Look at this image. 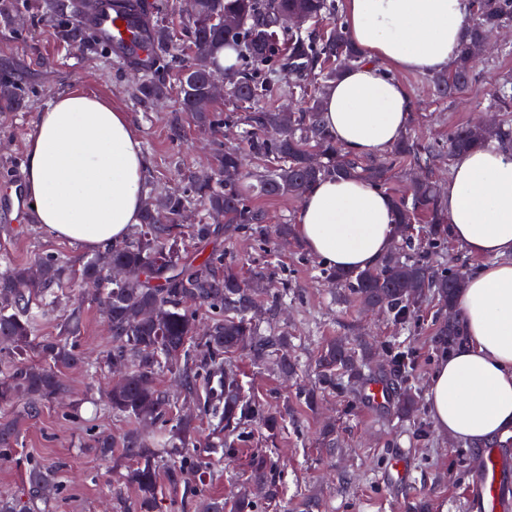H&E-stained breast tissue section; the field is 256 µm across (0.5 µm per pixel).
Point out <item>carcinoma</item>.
Listing matches in <instances>:
<instances>
[{
    "instance_id": "cac0c4a2",
    "label": "carcinoma",
    "mask_w": 512,
    "mask_h": 512,
    "mask_svg": "<svg viewBox=\"0 0 512 512\" xmlns=\"http://www.w3.org/2000/svg\"><path fill=\"white\" fill-rule=\"evenodd\" d=\"M46 18L56 24L59 35L78 44L82 30L77 24L81 8L64 0H44ZM336 0H199L188 19L186 33L192 49L191 62L181 73L179 105L204 128L221 124L211 110L207 90L218 76L216 55L227 46L237 52L243 66L224 72L227 95L234 102L256 98L277 90L288 82V94L304 92L313 85V94L304 111L290 119L277 110H258L238 117L244 126L242 146L228 148L216 156L211 174L190 178L182 191L145 192L141 223L127 239L108 251L87 258L78 276L97 292L98 304L110 326L112 348L103 362L123 375L119 385L106 387L102 405L112 414L129 418L133 426L117 437L96 435L92 447L103 457L119 449L132 461L119 476L125 487L134 490L126 499L114 490L120 512H160L163 500L161 481L176 491L184 487L193 495L203 494L211 456L251 441V427L262 425L270 434L281 429V413L251 397L239 380L233 361L235 354L247 351L256 358L270 354L283 373L297 369L296 359L288 354V340L274 332L263 333L251 313L257 289L245 281L237 266L224 260L217 244L223 234L260 227L264 213L254 197L290 195L297 199L318 180L327 176L353 177L383 190L387 164H362L342 151L320 119L321 102L329 85L349 65L363 61L362 53L339 23L320 34L304 28L287 27L288 16L301 15L305 22L323 17L337 19ZM234 15L238 24L226 28L224 15ZM512 24V0H472L467 33L452 61L454 74L438 73L430 79L435 95L456 99L472 93L477 83L475 47L499 28ZM173 36L168 27H151V52L154 64L173 58ZM140 100L150 102L168 93L165 83L146 69L137 88ZM20 100L18 87L0 81V102L11 108ZM487 108L512 109V76L501 78L489 94ZM512 141V129L497 127L485 131L477 126H461L448 133V143L421 144L405 137L393 146L396 159L408 157L417 167L443 151L456 156L488 141ZM320 154L317 166L308 161L310 148ZM274 161L266 174L259 176L252 191L242 186L246 157ZM206 206V221L190 225L188 248L176 233L184 211L194 202ZM397 234L410 244L407 225L416 217L429 224L425 246L417 253L388 252L376 266L364 270H324L323 278L344 284L349 293L371 308H377L406 325L428 293L435 295L445 309L453 307L463 279L433 264L432 256L448 241V224L441 209L436 185L417 181L404 195L391 197ZM163 210L170 222L157 224L154 215ZM125 270L124 278H110L112 266ZM68 275L65 261L55 255L38 256L27 266H6L0 273V404L24 402L23 415L33 417L42 405L69 392L63 370L84 364L77 337L83 315L80 308L68 310L60 324V336L40 340L36 336L40 317L47 304L58 298L54 289ZM208 313L202 320L200 310ZM393 376L397 378V411L402 417L418 407V396L399 378L408 354H390ZM371 350L357 353L348 344L332 340L316 358L319 388L354 390L366 373L387 370ZM168 373L181 385L183 400L199 403L211 432L202 439L194 419L176 415V401L159 383ZM221 377L222 392L212 393L210 380ZM17 434L14 423L0 426V460L5 462L8 447ZM276 463L262 453L250 460V479L243 492L233 497L231 510L224 499L205 500L204 512H257L262 503L278 498L274 479ZM28 510L47 502L55 488V473L41 466L32 467L26 477Z\"/></svg>"
}]
</instances>
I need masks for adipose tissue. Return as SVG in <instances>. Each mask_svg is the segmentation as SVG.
<instances>
[{
	"instance_id": "obj_1",
	"label": "adipose tissue",
	"mask_w": 512,
	"mask_h": 512,
	"mask_svg": "<svg viewBox=\"0 0 512 512\" xmlns=\"http://www.w3.org/2000/svg\"><path fill=\"white\" fill-rule=\"evenodd\" d=\"M343 24L365 57L328 88L320 118L346 153L369 157L405 133L411 98L381 67L435 74L455 57L471 0H345ZM150 162L127 113L80 92L57 95L25 142L37 224L92 253L139 223ZM449 234L480 263L456 297L459 341L436 368L428 409L444 437L483 446L512 432V148L457 156L441 194ZM295 235L328 266L373 267L395 239L390 197L328 176L302 199Z\"/></svg>"
}]
</instances>
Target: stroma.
<instances>
[{
    "label": "stroma",
    "instance_id": "stroma-1",
    "mask_svg": "<svg viewBox=\"0 0 512 512\" xmlns=\"http://www.w3.org/2000/svg\"><path fill=\"white\" fill-rule=\"evenodd\" d=\"M42 3L26 0L15 26H0V77L22 89L16 107L0 110V272L6 263H26L45 253L57 254L72 265L81 264L86 256L79 244L59 239L34 222L16 223L9 206L11 188L22 185L24 179L25 140L35 133L41 112L57 94L90 93L128 113L150 161L148 183L160 191L184 190L189 176L207 167L214 153L239 141V127L209 130L179 115L177 68L159 73L169 89L167 99L142 102L135 96L140 70L111 56L96 41L77 46L63 42L56 28L44 21ZM477 73L475 95L438 100L426 74L395 72L412 99L409 132L425 143L444 142L450 129L480 120L486 112V94L503 74L512 73V44L480 58ZM176 119L182 124L183 137L173 142L169 126ZM224 255L238 265L245 279L262 271L272 291L287 290L286 303L276 313L262 316L260 325L262 331L287 336L298 369L286 379L270 364L247 354L235 355L245 391L271 406L286 407L285 428L273 439L254 429L248 446L212 458L206 492L232 498L250 473L251 452L258 450L278 464L279 500L266 505L264 512H299L307 497L318 501V512H410L411 506L422 502L427 505L425 512H478L473 481L481 451L439 436L427 410L402 420L392 407H370L352 392L323 393L314 411L297 398L300 389L315 384L318 350L337 338L363 339L382 350L392 343L408 349L414 365L407 382L420 396H428L435 369L452 348L437 334L439 322L447 317L437 301H424L407 326L386 315L368 313L358 301L343 299L340 288L324 281V262L293 235L286 245L274 247L265 237L241 234L225 240ZM63 295L62 306L42 317L37 335L57 336L65 305L81 304L80 346L92 367L67 375L71 397L81 409L78 417L70 418L61 405L47 404L36 416L21 420L15 408L0 405V423H19L9 459L0 462V491L27 502L26 471L37 463L52 469L60 486L45 512H118L111 492L112 462L90 449L88 437L92 431L109 434L127 425L98 404L111 374L96 359L111 348L112 336L96 301L79 282H70ZM328 422L336 429L332 447L321 436ZM402 452L408 455L409 481L388 484L389 463Z\"/></svg>",
    "mask_w": 512,
    "mask_h": 512
}]
</instances>
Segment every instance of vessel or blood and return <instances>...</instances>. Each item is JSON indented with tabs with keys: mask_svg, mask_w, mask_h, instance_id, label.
<instances>
[{
	"mask_svg": "<svg viewBox=\"0 0 512 512\" xmlns=\"http://www.w3.org/2000/svg\"><path fill=\"white\" fill-rule=\"evenodd\" d=\"M146 0H135L130 7H118L115 0H85L80 15L82 27L91 29L97 40L133 65H145L148 59V27L144 15ZM484 466L476 476L480 512H503L502 472L496 448L483 450Z\"/></svg>",
	"mask_w": 512,
	"mask_h": 512,
	"instance_id": "b4317fda",
	"label": "vessel or blood"
}]
</instances>
